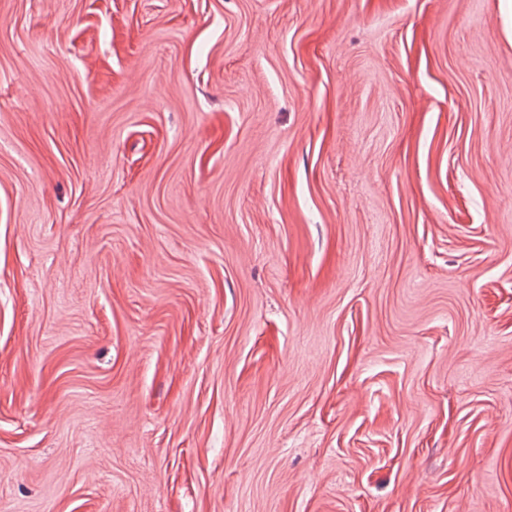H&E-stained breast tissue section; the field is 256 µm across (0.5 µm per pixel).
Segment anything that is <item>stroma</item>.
I'll use <instances>...</instances> for the list:
<instances>
[{
    "mask_svg": "<svg viewBox=\"0 0 512 512\" xmlns=\"http://www.w3.org/2000/svg\"><path fill=\"white\" fill-rule=\"evenodd\" d=\"M0 512H512V0H0Z\"/></svg>",
    "mask_w": 512,
    "mask_h": 512,
    "instance_id": "stroma-1",
    "label": "stroma"
}]
</instances>
